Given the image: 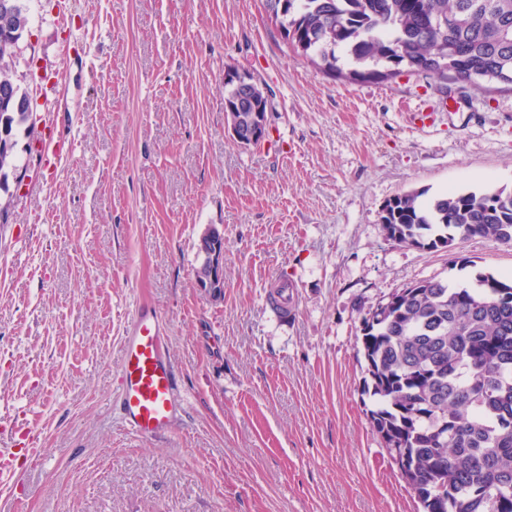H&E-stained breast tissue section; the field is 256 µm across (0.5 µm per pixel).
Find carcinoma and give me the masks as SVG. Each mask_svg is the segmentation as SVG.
<instances>
[{
	"label": "carcinoma",
	"instance_id": "carcinoma-1",
	"mask_svg": "<svg viewBox=\"0 0 512 512\" xmlns=\"http://www.w3.org/2000/svg\"><path fill=\"white\" fill-rule=\"evenodd\" d=\"M288 43L317 69L350 82L388 81L402 64L448 82L512 90V0H265ZM439 18L436 27L430 19ZM27 25L22 0H0V194H10L20 128L32 131L29 88L15 78ZM346 49L356 68L338 65ZM265 101L224 86L242 124ZM400 194L380 215L389 240L423 248L456 239L512 243V191H459L419 201ZM477 287L420 281L416 294L363 318L365 389L376 432L406 458L423 512H512V285L488 273Z\"/></svg>",
	"mask_w": 512,
	"mask_h": 512
}]
</instances>
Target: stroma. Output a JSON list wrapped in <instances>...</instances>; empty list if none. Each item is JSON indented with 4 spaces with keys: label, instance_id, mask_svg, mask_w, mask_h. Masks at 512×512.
Masks as SVG:
<instances>
[{
    "label": "stroma",
    "instance_id": "1",
    "mask_svg": "<svg viewBox=\"0 0 512 512\" xmlns=\"http://www.w3.org/2000/svg\"><path fill=\"white\" fill-rule=\"evenodd\" d=\"M62 2L25 0L16 47L37 116L0 222V419L25 417L37 440L0 512H422L367 415L360 321L421 280L511 281L512 246L423 250L379 218L405 192L512 190V92L336 79L264 0ZM230 66L269 92L261 145L229 133ZM64 76L51 122L45 89ZM46 144L69 151L51 165ZM211 228L219 299L196 281ZM275 275L292 285L285 321L266 303ZM141 303L166 322L182 405L154 440L114 409Z\"/></svg>",
    "mask_w": 512,
    "mask_h": 512
}]
</instances>
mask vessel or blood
I'll use <instances>...</instances> for the list:
<instances>
[{
  "instance_id": "obj_1",
  "label": "vessel or blood",
  "mask_w": 512,
  "mask_h": 512,
  "mask_svg": "<svg viewBox=\"0 0 512 512\" xmlns=\"http://www.w3.org/2000/svg\"><path fill=\"white\" fill-rule=\"evenodd\" d=\"M164 329L165 324L154 308L139 305L123 338L118 362L123 427L143 439H154L168 432L177 410L173 367L161 352ZM32 437L31 430L17 420L0 422L1 480L15 479L16 443Z\"/></svg>"
}]
</instances>
